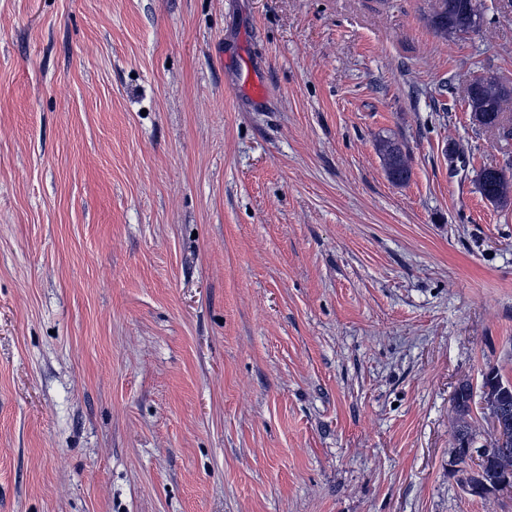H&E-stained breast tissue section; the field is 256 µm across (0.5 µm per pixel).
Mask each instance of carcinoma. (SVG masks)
<instances>
[{"instance_id":"1","label":"carcinoma","mask_w":512,"mask_h":512,"mask_svg":"<svg viewBox=\"0 0 512 512\" xmlns=\"http://www.w3.org/2000/svg\"><path fill=\"white\" fill-rule=\"evenodd\" d=\"M485 22L482 0H436L430 14L429 23L436 33L442 36L450 34L457 37L468 36L480 31ZM512 99V87L486 76L474 77L468 89V107L473 120L485 128H497L507 135L512 129L503 124L506 103ZM377 150L385 161L387 173L392 181L404 183L409 178V168L405 161L403 145L390 136L379 139ZM481 194L498 207L512 205L509 187L512 178L506 171L495 167H485L478 175ZM480 397L491 418L499 426L492 427L493 439L490 447L493 451L482 460L478 468H460L461 483L465 491L478 488L476 496L484 498L503 491L501 480L512 477V379L491 367L482 373L479 391L468 381L461 382L453 397V409L456 415L454 446L451 456L457 457L466 448L476 445V432L473 429L474 397Z\"/></svg>"}]
</instances>
